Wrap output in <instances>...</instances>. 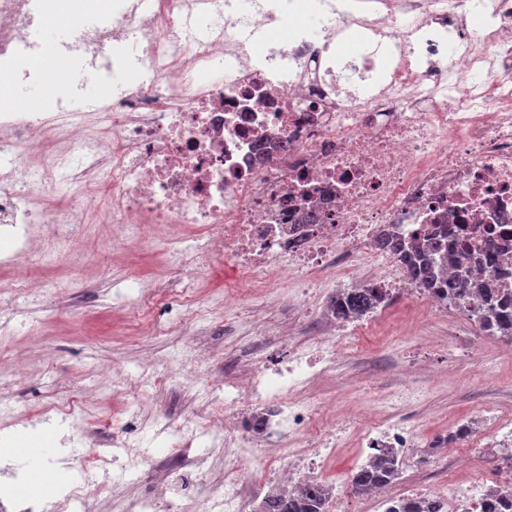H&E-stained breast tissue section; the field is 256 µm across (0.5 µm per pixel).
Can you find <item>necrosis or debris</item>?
<instances>
[{
  "instance_id": "obj_1",
  "label": "necrosis or debris",
  "mask_w": 512,
  "mask_h": 512,
  "mask_svg": "<svg viewBox=\"0 0 512 512\" xmlns=\"http://www.w3.org/2000/svg\"><path fill=\"white\" fill-rule=\"evenodd\" d=\"M35 0H0V78L28 90L45 73L25 66L43 44ZM483 16L473 25V16ZM288 28L287 44L261 49L263 27ZM359 37L353 57L335 38ZM87 73L45 111L0 106V263L49 262L67 249L95 202L99 223L120 248L162 236L177 264L229 261L241 289L226 294L227 323L244 293L272 300L285 275L294 301L309 300L320 275L338 288L406 294L429 311L443 306L413 280L382 238L433 240L456 251L449 279L493 280L512 295V0H359L341 9L316 0L310 20L270 0H119L112 23L59 41ZM149 81L131 85L135 71ZM112 92L94 117L79 112L100 73ZM498 249L487 255L486 240ZM333 299L311 307L323 326L272 357L265 332L252 333L247 377L225 370L222 402L201 387L194 413L167 453L144 465L142 439L163 433L156 408L130 426L80 427L83 440L127 449V464L172 487L198 478L223 494L184 500V512H249L251 488L289 473L319 478L346 433L362 447L394 451L408 466L418 447L402 416H330L312 393L340 355L353 353L362 319H341ZM173 355L167 374L112 379L113 389L161 392L205 353ZM447 479L412 485L408 497L437 512H501L491 482L512 480V460L494 471L469 452L512 438V415L488 409L451 425ZM224 449V465L195 453L201 436Z\"/></svg>"
}]
</instances>
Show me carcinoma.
Here are the masks:
<instances>
[{"mask_svg": "<svg viewBox=\"0 0 512 512\" xmlns=\"http://www.w3.org/2000/svg\"><path fill=\"white\" fill-rule=\"evenodd\" d=\"M413 278L426 285L433 293L446 298L480 295L479 301H494V305L481 310L470 303L481 329L490 336H505L512 339V297L503 295L494 283L488 280L479 284L475 290L464 288L457 282H448L437 270L434 259L426 250H414L404 254ZM382 297L372 288H357L336 299V316L349 318L363 316L376 309ZM399 475L398 462L394 453L382 451L352 475L351 483L355 491H366L375 485L388 482ZM326 486L320 482L304 483L295 491L280 492L265 498L260 504L261 512H322L325 502Z\"/></svg>", "mask_w": 512, "mask_h": 512, "instance_id": "carcinoma-1", "label": "carcinoma"}]
</instances>
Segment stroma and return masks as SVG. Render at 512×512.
<instances>
[{
  "instance_id": "stroma-1",
  "label": "stroma",
  "mask_w": 512,
  "mask_h": 512,
  "mask_svg": "<svg viewBox=\"0 0 512 512\" xmlns=\"http://www.w3.org/2000/svg\"><path fill=\"white\" fill-rule=\"evenodd\" d=\"M105 237L103 225H81L72 247L44 271L50 289L34 298H14L10 283L20 271L0 267V306L13 313L9 327L0 330V397L14 418L4 433L22 437L25 450L14 465L0 467V485L11 484L20 498L41 494L33 479H12L13 470L25 469L28 456L45 458L48 469H67L70 484L54 487L45 512H55L71 483L80 481V457L110 458L108 489L125 496L139 492L133 471L113 460V448L65 445L64 428L48 426L44 414L45 396L55 390L62 398L84 403L83 415L90 422L129 420L132 398L113 391V374L135 375L146 368L166 372L171 354L190 344L192 334L183 329L161 336L142 333L137 311L127 305L138 295L134 281L146 278L164 287L194 284L206 300L234 285L223 259L198 270L171 266L164 259L163 241L123 255L104 246ZM407 385L419 388L422 397L404 415L416 426L420 441L430 444L434 463L428 470L408 471L407 479L432 480L448 465L432 442L449 423L488 405L512 412V341L474 332L472 325L428 312L408 296L397 297L362 337L359 352L339 359L323 390L337 404L362 401L379 410L388 395Z\"/></svg>"
}]
</instances>
